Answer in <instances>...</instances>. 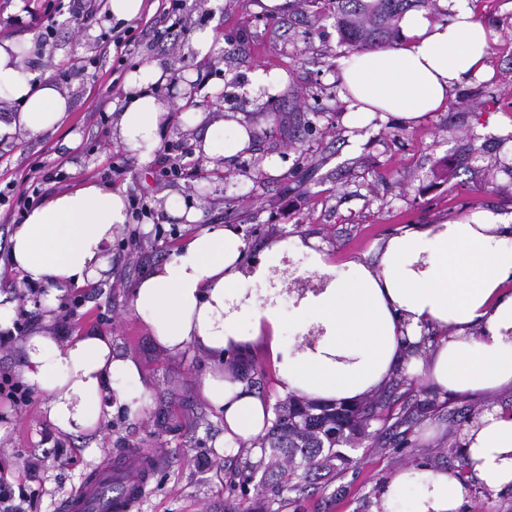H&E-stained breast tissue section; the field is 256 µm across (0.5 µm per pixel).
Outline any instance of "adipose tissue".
Returning <instances> with one entry per match:
<instances>
[{
	"label": "adipose tissue",
	"mask_w": 512,
	"mask_h": 512,
	"mask_svg": "<svg viewBox=\"0 0 512 512\" xmlns=\"http://www.w3.org/2000/svg\"><path fill=\"white\" fill-rule=\"evenodd\" d=\"M397 44L341 64L342 84L355 102L350 119L386 112L408 120L444 107L454 86L486 69L489 44L467 7L447 21L422 11L405 14ZM0 40V99L17 111L0 120V139L56 131L70 101L54 83L36 78L17 52ZM167 74L145 64L126 77V95L112 135L140 160L160 145L168 109L156 94ZM194 153L212 168L251 143L239 122L207 123ZM130 222L122 191L83 182L45 198L26 214L10 238V263L22 286L41 289L51 308L68 288H86L111 268L112 243ZM511 224L454 222L409 226L387 239L376 263L349 261L337 270L326 250L297 236L272 243L256 262L243 264L238 230L210 224L188 236L165 261L137 282L131 306L157 343L173 353L188 346L215 356L241 353L261 342L271 355L285 394L318 400H357L383 384L399 363L405 340H418L422 325L452 329L422 373L441 390L457 393L512 386V297L500 289L512 279ZM306 255L288 268L290 253ZM314 277L318 289L296 292L295 348L281 342V273ZM22 380L43 394L48 421L66 434L93 432L101 417L136 416L147 391L141 367L112 348L111 337L83 334L59 341L42 331L20 340ZM204 397L224 417L227 445L254 443L266 432L270 410L254 389L222 370L202 384ZM475 477L493 486L512 483V415L484 416L467 434ZM465 490L454 475L402 469L383 500L409 496L407 512H453Z\"/></svg>",
	"instance_id": "ef3b65f1"
}]
</instances>
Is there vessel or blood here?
<instances>
[{
    "label": "vessel or blood",
    "instance_id": "vessel-or-blood-1",
    "mask_svg": "<svg viewBox=\"0 0 512 512\" xmlns=\"http://www.w3.org/2000/svg\"><path fill=\"white\" fill-rule=\"evenodd\" d=\"M156 459L127 456L91 468L62 499L60 512H131L148 492Z\"/></svg>",
    "mask_w": 512,
    "mask_h": 512
}]
</instances>
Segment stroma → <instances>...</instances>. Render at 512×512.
I'll list each match as a JSON object with an SVG mask.
<instances>
[{"instance_id":"stroma-1","label":"stroma","mask_w":512,"mask_h":512,"mask_svg":"<svg viewBox=\"0 0 512 512\" xmlns=\"http://www.w3.org/2000/svg\"><path fill=\"white\" fill-rule=\"evenodd\" d=\"M89 17L76 18L69 0H0V39L31 38L24 64L54 81L71 101L66 123L55 132L0 141V292L19 295L10 269L9 239L21 222L20 198L30 186V168L41 163L55 173L44 185L49 195L94 181L123 190L129 205L146 197L147 210L132 217L112 244V272L88 302L68 290L54 309L26 300L29 330L68 335L98 332L120 354L139 363L147 403L134 418L101 421L99 435L58 432L34 393L26 406L0 401V475L15 473L37 496L36 512H57L60 500L101 460L128 448L157 456L162 467L134 512H383L378 488L405 468L452 471V443L465 444L469 424L458 413L512 411V389L493 394L439 391L411 374L410 396L430 400L433 412L386 434L358 442L354 462L335 476L310 475L303 491L273 495L276 470L257 461L252 446L222 449L223 417L205 400L201 384L215 368L198 350L174 354L159 347L130 303V290L151 264L165 260L197 224L169 215L167 198L202 209L199 224H231L258 257L270 242L291 236L316 240L338 270L351 260L375 262L385 239L412 224L454 221L512 224V0H437L433 18L470 8L485 28L490 53L487 74L460 84L445 110L417 122L381 113L362 126L349 121L351 103L339 78L347 59L333 19L291 0L268 14L262 0H183L172 15L173 31L159 30L152 43L125 48L118 71L84 69L96 58L113 22L106 0ZM52 21V38L42 35ZM209 29L214 41L206 56L193 48L196 32ZM156 63L169 77L157 93L169 123L151 162L144 163L112 139V111L124 96L115 75ZM281 81L267 99L250 95L257 68ZM108 109L95 113L100 100ZM210 121H238L254 131L249 153L224 168L210 169L194 156L196 131L189 110ZM183 158L179 173L165 160ZM70 323H63L66 311ZM227 371L260 377L261 396L275 404L281 394L276 368L259 347L224 359ZM167 426H160V419ZM39 479L29 482L31 468ZM457 512H512V488L475 479Z\"/></svg>"}]
</instances>
